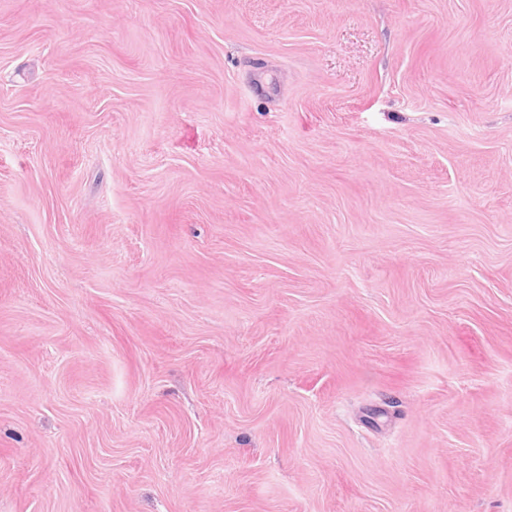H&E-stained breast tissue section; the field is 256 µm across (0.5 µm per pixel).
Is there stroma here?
I'll return each mask as SVG.
<instances>
[{
  "instance_id": "1",
  "label": "stroma",
  "mask_w": 512,
  "mask_h": 512,
  "mask_svg": "<svg viewBox=\"0 0 512 512\" xmlns=\"http://www.w3.org/2000/svg\"><path fill=\"white\" fill-rule=\"evenodd\" d=\"M0 512H512V0H0Z\"/></svg>"
}]
</instances>
